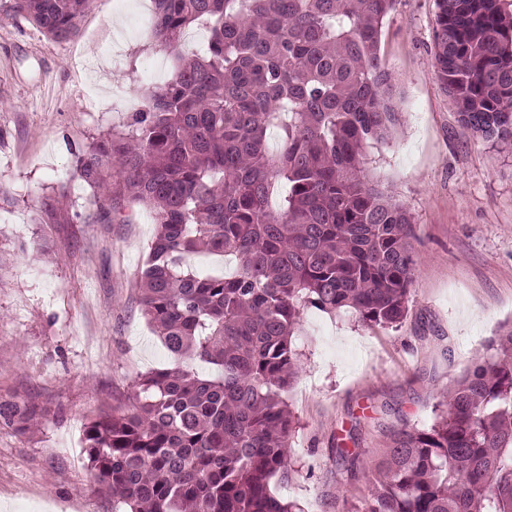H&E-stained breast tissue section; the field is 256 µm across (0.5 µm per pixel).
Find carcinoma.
Masks as SVG:
<instances>
[{"label": "carcinoma", "mask_w": 512, "mask_h": 512, "mask_svg": "<svg viewBox=\"0 0 512 512\" xmlns=\"http://www.w3.org/2000/svg\"><path fill=\"white\" fill-rule=\"evenodd\" d=\"M149 39L172 73L120 130L71 150L92 190L83 224L156 226L136 285L175 366L137 377L125 408L84 427L87 469L119 512H304L277 497L300 473L286 398L309 309L382 328L407 316L419 262L406 206L366 175L401 124L380 55L396 0H151ZM93 0H0L57 43ZM433 62L459 124L512 148V15L500 0H435ZM208 24L207 46L186 29ZM282 131L280 148L266 140ZM288 193L269 206L274 186ZM67 186L39 197L67 221ZM197 254L232 256L202 273ZM212 372L201 376L190 362ZM354 440L336 455L355 465ZM358 512H512V324L441 393L433 423L393 431Z\"/></svg>", "instance_id": "carcinoma-1"}]
</instances>
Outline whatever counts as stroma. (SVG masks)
I'll list each match as a JSON object with an SVG mask.
<instances>
[{"label":"stroma","instance_id":"1","mask_svg":"<svg viewBox=\"0 0 512 512\" xmlns=\"http://www.w3.org/2000/svg\"><path fill=\"white\" fill-rule=\"evenodd\" d=\"M136 0H95L59 44L0 15V512H112L85 466L91 417L125 405L138 376L169 359L141 312L136 277L155 226L40 224L36 200L66 183L85 205L71 147L121 127L170 75L168 57L134 30ZM435 0H396L380 54L401 92L402 123L368 148V173L401 200L420 258L395 328L351 312L305 311L302 370L288 392L298 426L290 454L312 474L272 482L305 512H346L369 494L391 430L424 427L439 394L512 322V152L457 122L433 66ZM355 430L358 477L336 464Z\"/></svg>","mask_w":512,"mask_h":512}]
</instances>
